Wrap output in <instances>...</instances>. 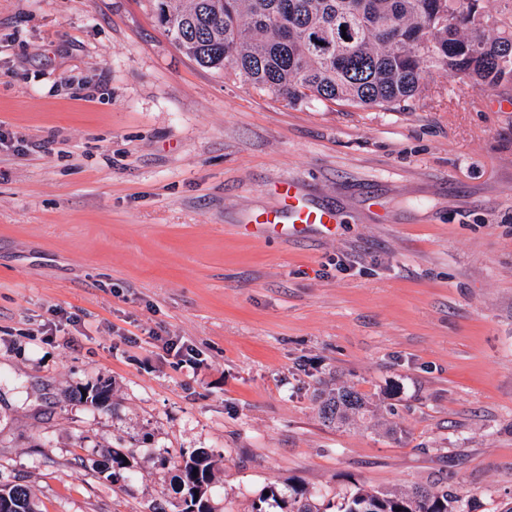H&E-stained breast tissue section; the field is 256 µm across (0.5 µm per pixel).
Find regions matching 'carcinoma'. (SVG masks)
I'll list each match as a JSON object with an SVG mask.
<instances>
[{
  "label": "carcinoma",
  "mask_w": 512,
  "mask_h": 512,
  "mask_svg": "<svg viewBox=\"0 0 512 512\" xmlns=\"http://www.w3.org/2000/svg\"><path fill=\"white\" fill-rule=\"evenodd\" d=\"M174 42L207 69H231L256 89L292 104L304 100L353 107L401 109L423 92L430 70L461 73L483 90L512 83V0H154ZM503 35L489 39L484 30ZM346 29L348 39L338 37ZM363 408L351 389L323 398L326 423ZM198 472H193V469ZM183 508L212 512L208 455L192 454L179 468ZM12 512H37L25 489L0 488ZM448 491L408 492L358 487L337 512H464ZM325 512L306 488L267 489L252 512Z\"/></svg>",
  "instance_id": "obj_1"
}]
</instances>
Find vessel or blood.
Here are the masks:
<instances>
[{
    "mask_svg": "<svg viewBox=\"0 0 512 512\" xmlns=\"http://www.w3.org/2000/svg\"><path fill=\"white\" fill-rule=\"evenodd\" d=\"M277 193L283 202L282 208L255 216L250 226L252 233L263 235L269 230L286 227L296 232L310 226L327 229L338 221L334 212L309 203L299 193L294 181H282L277 187Z\"/></svg>",
    "mask_w": 512,
    "mask_h": 512,
    "instance_id": "obj_1",
    "label": "vessel or blood"
}]
</instances>
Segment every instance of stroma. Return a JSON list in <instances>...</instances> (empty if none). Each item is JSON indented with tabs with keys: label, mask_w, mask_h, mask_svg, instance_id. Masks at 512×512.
<instances>
[{
	"label": "stroma",
	"mask_w": 512,
	"mask_h": 512,
	"mask_svg": "<svg viewBox=\"0 0 512 512\" xmlns=\"http://www.w3.org/2000/svg\"><path fill=\"white\" fill-rule=\"evenodd\" d=\"M489 97L512 85L433 72L400 111L289 106L199 66L151 0H0V488L178 512L204 451L213 512L291 484L512 507V112ZM286 179L332 233L245 230ZM343 386L367 412L324 423Z\"/></svg>",
	"instance_id": "obj_1"
}]
</instances>
